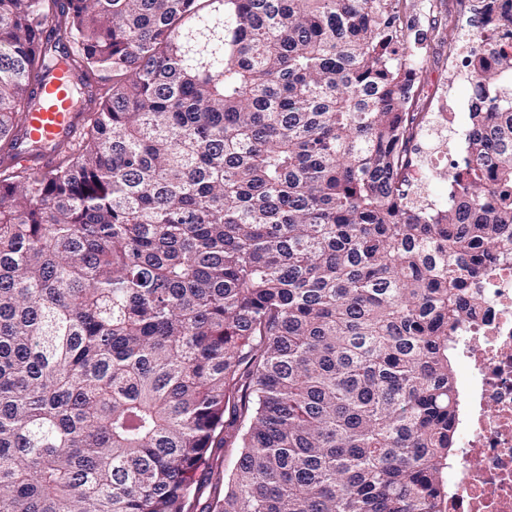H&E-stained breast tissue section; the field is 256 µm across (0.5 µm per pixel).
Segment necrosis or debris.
<instances>
[{
  "label": "necrosis or debris",
  "mask_w": 512,
  "mask_h": 512,
  "mask_svg": "<svg viewBox=\"0 0 512 512\" xmlns=\"http://www.w3.org/2000/svg\"><path fill=\"white\" fill-rule=\"evenodd\" d=\"M476 294L454 334L465 403L447 512H512V258L497 261Z\"/></svg>",
  "instance_id": "1"
}]
</instances>
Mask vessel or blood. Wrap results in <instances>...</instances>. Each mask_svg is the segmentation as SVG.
<instances>
[{
    "instance_id": "b4317fda",
    "label": "vessel or blood",
    "mask_w": 512,
    "mask_h": 512,
    "mask_svg": "<svg viewBox=\"0 0 512 512\" xmlns=\"http://www.w3.org/2000/svg\"><path fill=\"white\" fill-rule=\"evenodd\" d=\"M72 83V75L62 68L51 82L35 88L36 106L18 134L16 163L35 172L43 171L55 160L54 143L79 137L84 115L73 102Z\"/></svg>"
}]
</instances>
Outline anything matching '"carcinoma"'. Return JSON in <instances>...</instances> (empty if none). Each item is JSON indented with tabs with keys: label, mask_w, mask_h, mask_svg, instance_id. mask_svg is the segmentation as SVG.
Returning <instances> with one entry per match:
<instances>
[{
	"label": "carcinoma",
	"mask_w": 512,
	"mask_h": 512,
	"mask_svg": "<svg viewBox=\"0 0 512 512\" xmlns=\"http://www.w3.org/2000/svg\"><path fill=\"white\" fill-rule=\"evenodd\" d=\"M401 0H0V512H444L470 287L512 256V0L411 188ZM91 89L13 167L32 87Z\"/></svg>",
	"instance_id": "cac0c4a2"
}]
</instances>
